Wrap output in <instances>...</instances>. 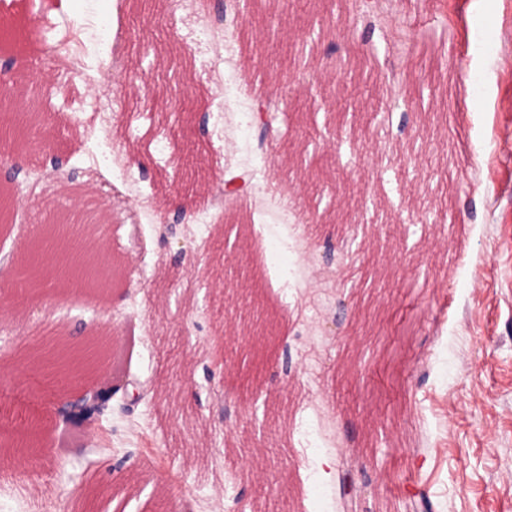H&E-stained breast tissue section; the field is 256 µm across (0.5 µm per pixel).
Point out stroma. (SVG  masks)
Listing matches in <instances>:
<instances>
[{
	"label": "stroma",
	"instance_id": "35a3bbf8",
	"mask_svg": "<svg viewBox=\"0 0 512 512\" xmlns=\"http://www.w3.org/2000/svg\"><path fill=\"white\" fill-rule=\"evenodd\" d=\"M351 3L159 0L157 25L138 26L147 58L97 87L70 41L94 45L133 0H0V61L101 209L108 274L16 308L2 258L27 256L44 209L76 204L34 152L0 230V390L24 387L26 347L60 323L105 333L128 382L177 392L79 443L55 442L45 406L0 463L16 478L38 458L45 489L0 487V512H225L236 496L342 512L345 473L354 512H512V0H372V28ZM264 98L279 115L263 153ZM245 173L238 200L182 227L186 249L164 243L179 178ZM268 179L321 216L315 249ZM223 251L276 316L271 357L231 375L210 313Z\"/></svg>",
	"mask_w": 512,
	"mask_h": 512
}]
</instances>
